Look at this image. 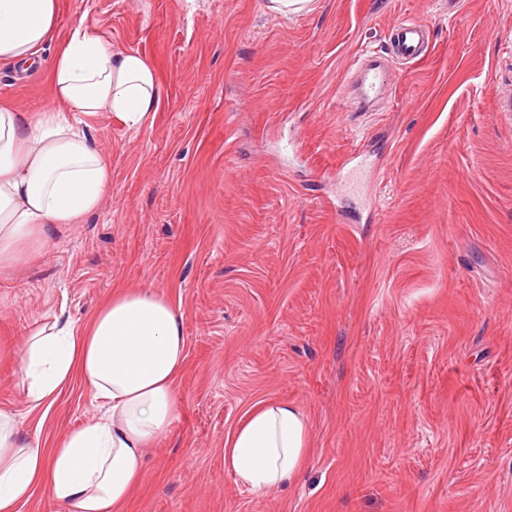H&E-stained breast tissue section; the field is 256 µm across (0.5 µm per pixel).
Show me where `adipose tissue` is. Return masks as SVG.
<instances>
[{
	"label": "adipose tissue",
	"mask_w": 512,
	"mask_h": 512,
	"mask_svg": "<svg viewBox=\"0 0 512 512\" xmlns=\"http://www.w3.org/2000/svg\"><path fill=\"white\" fill-rule=\"evenodd\" d=\"M58 16L59 0H0V63L25 69L41 48L55 47L50 105L35 115L0 105V272L36 262L52 227L101 208L112 167L90 133L96 113L138 128L166 97L141 53L113 50L79 20L58 37ZM185 348L179 307L150 288L112 294L80 326L57 318L35 325L18 364L28 410L48 413L77 380L105 411L46 446L0 408V512H19L39 488L58 512H121L148 449L172 430ZM311 443L297 406L264 401L226 439L224 465L251 491L287 487L306 469Z\"/></svg>",
	"instance_id": "ef3b65f1"
}]
</instances>
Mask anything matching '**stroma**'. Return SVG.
I'll return each mask as SVG.
<instances>
[{
	"mask_svg": "<svg viewBox=\"0 0 512 512\" xmlns=\"http://www.w3.org/2000/svg\"><path fill=\"white\" fill-rule=\"evenodd\" d=\"M167 100L137 130L91 134L112 190L0 273V408L50 443L100 412L72 382L28 412L17 362L37 323L83 324L121 288L183 314L170 436L125 512H512V0H61ZM432 25L379 111L347 112L349 68L391 25ZM0 103H50L44 69L0 65ZM264 400L306 414V470L255 493L224 441Z\"/></svg>",
	"mask_w": 512,
	"mask_h": 512,
	"instance_id": "obj_1",
	"label": "stroma"
}]
</instances>
